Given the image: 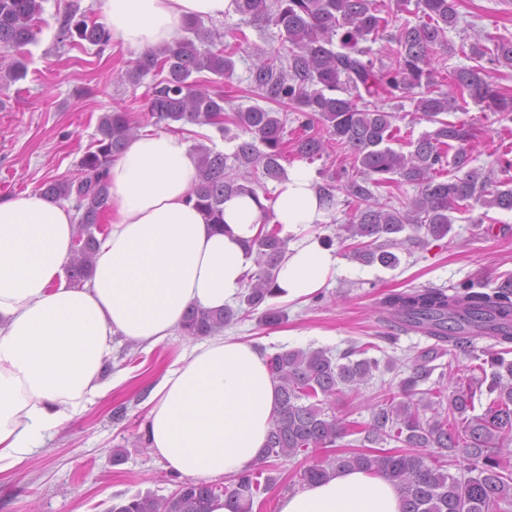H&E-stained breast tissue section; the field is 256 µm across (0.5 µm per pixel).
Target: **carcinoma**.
Segmentation results:
<instances>
[{"label":"carcinoma","mask_w":512,"mask_h":512,"mask_svg":"<svg viewBox=\"0 0 512 512\" xmlns=\"http://www.w3.org/2000/svg\"><path fill=\"white\" fill-rule=\"evenodd\" d=\"M237 14L261 19L279 31L281 46L258 57L250 69V82L261 97L278 109L252 105L226 114L228 100L211 91L196 74L207 71L219 78L235 69L233 57L242 31L224 34L203 30L191 21L184 36L160 52L145 53L127 73L137 82L152 70L165 77L151 87L148 111L157 124L209 125L219 132L233 124L251 140L239 143L230 154L198 148V179L190 195L211 223H224V200L236 194L258 193L251 174L284 178V142L288 112L306 131L297 142L298 157L314 162L328 154L329 144L343 158L336 168V184L324 187L328 209L337 207L335 191L346 195L345 223L340 230L350 240L348 253L363 264L395 267L394 250L411 241L398 234L411 227L440 240L451 229L453 212L475 206L512 211V179H494L469 167L473 129L448 119L474 104L483 112H512V93L492 80L482 66L455 68L440 76L430 68L432 56L453 50L448 29L459 22V0H394L389 10L376 0H233ZM415 6L417 21L399 22L397 13ZM42 0H0V47L15 51L0 80L11 82L24 75L23 48L41 33ZM60 41L77 39L102 52L112 41L111 30L84 13L64 16ZM387 40L388 62L364 42ZM492 47H471V52L494 67L512 68V39L489 38ZM448 82V90L441 82ZM414 111L434 129L416 139L401 141L397 115L384 102L407 97L412 90ZM319 126L328 134L313 132ZM139 124L127 112H107L99 118L94 147L79 163V172L42 184L41 193L55 200H72L77 212L76 246L67 269L76 284L88 278L96 234L109 191L104 174L137 135ZM399 144L400 149L393 148ZM407 151H402V148ZM411 184L417 195L408 205H391L393 188ZM258 261L239 306L220 311L193 307L181 331L206 337L241 316L260 313V321L273 326L285 318L284 310L266 305L275 296L276 269L287 247L277 227L258 235L252 243ZM382 309L401 329H413L435 344L413 358L399 391L383 392L371 420L359 422L328 413V404L343 392L368 383L385 364L368 356L376 345L352 346L340 356L324 349H287L268 356V367L279 392V412L269 432L262 457L218 486L185 480L168 496H130L107 512H209L211 501L221 495L239 503L240 512H251L255 495L268 491L275 479L260 476L269 463L308 449L326 457L307 467L303 483L319 481L329 472L358 467L392 481L404 502L403 512H490L502 502H512V278L485 292L476 284H463L448 294L439 288H413L391 292ZM481 330L500 350L491 353L476 369L482 376L459 383L447 395L444 388L422 390L441 358L445 346L465 344L466 329ZM485 397L482 413H475V399ZM431 415H426V411ZM360 436V448L340 450L339 441ZM401 448L386 449L390 442ZM422 448H433L426 461ZM464 470L458 478L449 466Z\"/></svg>","instance_id":"1"}]
</instances>
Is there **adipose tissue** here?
<instances>
[{
    "label": "adipose tissue",
    "instance_id": "ef3b65f1",
    "mask_svg": "<svg viewBox=\"0 0 512 512\" xmlns=\"http://www.w3.org/2000/svg\"><path fill=\"white\" fill-rule=\"evenodd\" d=\"M113 41L133 50L174 45L192 19L220 20L232 0H100ZM198 155L183 136L146 131L107 171V226L91 277L71 284L76 220L71 208L26 191L0 200V472L21 466L112 382L104 369L116 337L157 345L181 327L188 307L232 304L256 268L250 247L267 223L288 247L279 299L302 301L336 274L334 250L312 234L329 211L306 166L296 165L274 199L234 195L224 226L190 202ZM278 407L267 357L223 334L183 353L155 385L142 428L153 454L195 479L255 462ZM382 475L340 469L279 501V512H402Z\"/></svg>",
    "mask_w": 512,
    "mask_h": 512
}]
</instances>
